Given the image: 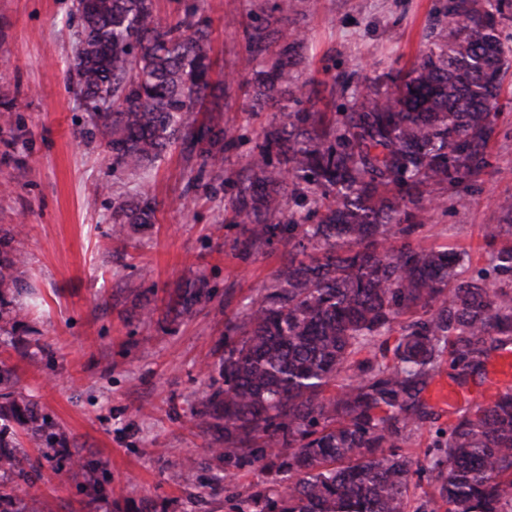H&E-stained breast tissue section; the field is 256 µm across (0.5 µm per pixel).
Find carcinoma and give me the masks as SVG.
<instances>
[{"label": "carcinoma", "mask_w": 512, "mask_h": 512, "mask_svg": "<svg viewBox=\"0 0 512 512\" xmlns=\"http://www.w3.org/2000/svg\"><path fill=\"white\" fill-rule=\"evenodd\" d=\"M76 10L73 90L107 137L112 173L137 175L178 146L187 189L230 191L234 255L280 249L259 298L224 322V353L194 414L212 440L184 459L183 483L215 460L230 483L244 466L268 476L234 494L236 512H408L413 477L427 471L431 512H512V389L437 428L428 467L403 452L433 415L421 393L443 356L464 383L491 353L512 351V197L497 203L502 223L485 226L489 264L470 277L459 272L468 251L420 241L434 213L467 206L490 166L512 68L499 0H448L411 66L365 85L345 112L320 110L299 81L300 31L257 16L244 31L251 79L229 73L224 87L278 113L227 174L240 135L199 118L213 61L198 7L166 25L155 0H79ZM155 213L145 193L116 196L112 237L150 227ZM21 233L0 228V306L26 264ZM212 299L205 281H188L166 314L190 317ZM23 320L0 309V334ZM15 379L0 359V474L22 478L27 454L7 430L57 457L72 451L9 391Z\"/></svg>", "instance_id": "carcinoma-1"}]
</instances>
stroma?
I'll list each match as a JSON object with an SVG mask.
<instances>
[{"instance_id": "1", "label": "stroma", "mask_w": 512, "mask_h": 512, "mask_svg": "<svg viewBox=\"0 0 512 512\" xmlns=\"http://www.w3.org/2000/svg\"><path fill=\"white\" fill-rule=\"evenodd\" d=\"M269 0H156L167 24L198 4L213 31L214 81L239 69L243 34ZM304 35L300 80L311 82L320 109L343 110L332 95L335 77L357 73L373 80L392 64L413 62L446 0H276ZM73 0H0V226L21 225L26 255L23 291L10 305L25 325L0 335V357L15 365L16 389L69 438L76 457L94 462L84 475L71 461L53 462L26 446L31 464L13 502L21 512L39 496L46 512H233L223 486L224 467L200 471L195 486L179 478L183 459L202 454L209 435L195 428L193 412L209 389L206 366L221 355L226 316L242 312L271 279L280 261L273 252L243 262L230 244L237 227L224 221L223 195L187 192L190 171L180 150L148 172L114 180L106 140L91 135L92 114L69 76L79 48ZM205 110L222 114L243 140L224 160L233 167L274 117L273 108L249 111L240 91L226 101L206 98ZM491 166L470 205L435 213L423 231L428 244L467 249L464 274L485 266L482 227L496 221L498 198L512 196V108L505 109L490 145ZM146 193L157 202L153 226L126 240L111 237L112 199ZM202 276L215 297L189 319L164 316L174 291ZM123 288L152 294L159 308L141 317ZM499 353L485 377L456 386L441 366L421 397L436 419L424 422L404 446L415 462L437 426L454 411L489 402ZM456 390L448 407L435 398ZM100 492H93V485Z\"/></svg>"}]
</instances>
